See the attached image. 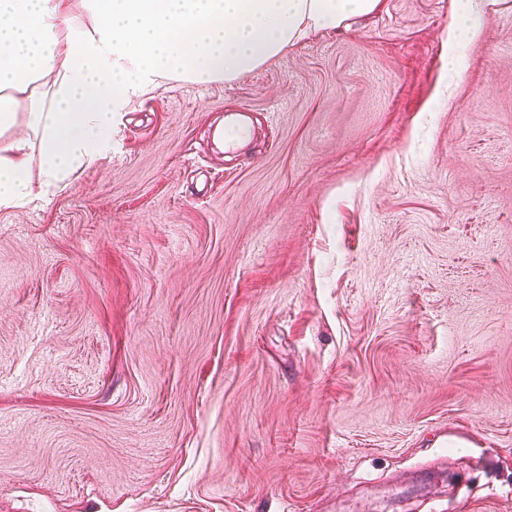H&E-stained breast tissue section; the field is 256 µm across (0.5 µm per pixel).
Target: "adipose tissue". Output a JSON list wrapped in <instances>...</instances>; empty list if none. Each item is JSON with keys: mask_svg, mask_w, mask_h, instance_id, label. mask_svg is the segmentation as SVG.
I'll return each mask as SVG.
<instances>
[{"mask_svg": "<svg viewBox=\"0 0 512 512\" xmlns=\"http://www.w3.org/2000/svg\"><path fill=\"white\" fill-rule=\"evenodd\" d=\"M0 0V209L45 201L112 149V130L160 80L254 71L381 0ZM27 111H20V104ZM38 153L30 155L29 141Z\"/></svg>", "mask_w": 512, "mask_h": 512, "instance_id": "obj_1", "label": "adipose tissue"}]
</instances>
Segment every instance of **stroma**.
Wrapping results in <instances>:
<instances>
[{"label": "stroma", "mask_w": 512, "mask_h": 512, "mask_svg": "<svg viewBox=\"0 0 512 512\" xmlns=\"http://www.w3.org/2000/svg\"><path fill=\"white\" fill-rule=\"evenodd\" d=\"M458 23L165 79L0 210V512H512V0Z\"/></svg>", "instance_id": "35a3bbf8"}]
</instances>
